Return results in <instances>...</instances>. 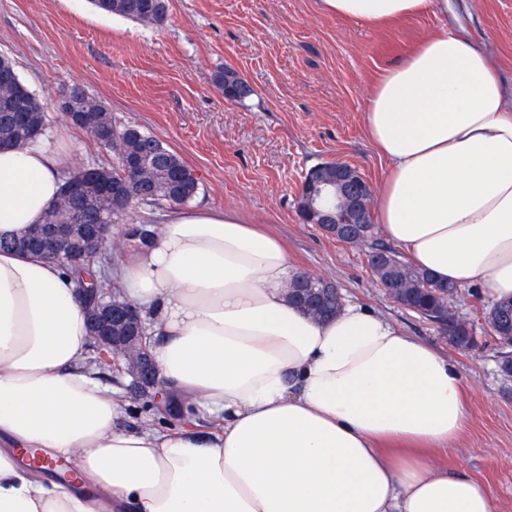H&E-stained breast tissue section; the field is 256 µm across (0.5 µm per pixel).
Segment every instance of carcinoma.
I'll use <instances>...</instances> for the list:
<instances>
[{"mask_svg": "<svg viewBox=\"0 0 512 512\" xmlns=\"http://www.w3.org/2000/svg\"><path fill=\"white\" fill-rule=\"evenodd\" d=\"M100 12L121 16L147 25H162L168 15V0H90ZM215 80L223 85L231 81L232 87L226 96L231 102H240L252 94V88L233 70L216 74ZM73 113L85 116L83 128L99 145L111 148L110 139H122V150L113 154L107 165L80 168L70 174L64 182L62 194L48 212L66 223L92 224L96 221L117 219L112 210V196L106 187L123 192L133 204L147 205L164 202L172 207L187 204L196 194L198 179L193 171L157 138L142 132L134 125L118 128L112 124V115L105 104L86 90L73 83ZM69 112V113H71ZM64 113V117H69ZM47 122L46 107L19 80L14 62L0 56V141L8 146H20L42 134ZM142 159L152 170L144 177L127 165L130 159ZM301 195L314 196L317 206L336 208L335 189L330 186H315L304 183ZM360 243L370 246L369 259L375 266L388 267L394 272L393 281L406 286L405 301L412 310L435 323L447 314V306L439 298L436 289L444 286L433 280L430 274L405 260L393 248L375 242V224L371 211H366L362 223L356 225ZM59 265L79 280L82 288H95L107 294L113 291L109 276L112 268V249L89 255L78 266L63 260ZM448 295L457 291V286L448 284ZM482 317L492 335L512 336V301H502L482 312Z\"/></svg>", "mask_w": 512, "mask_h": 512, "instance_id": "cac0c4a2", "label": "carcinoma"}]
</instances>
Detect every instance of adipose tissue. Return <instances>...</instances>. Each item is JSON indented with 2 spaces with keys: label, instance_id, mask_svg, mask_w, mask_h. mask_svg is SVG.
I'll use <instances>...</instances> for the list:
<instances>
[{
  "label": "adipose tissue",
  "instance_id": "1",
  "mask_svg": "<svg viewBox=\"0 0 512 512\" xmlns=\"http://www.w3.org/2000/svg\"><path fill=\"white\" fill-rule=\"evenodd\" d=\"M435 2L320 8L376 26ZM366 129L390 164L383 237L437 281L512 298V99L490 55L432 35L382 75ZM66 165L46 135L0 148L1 236L42 221ZM112 275L153 325L166 388L222 428L123 426L85 365L73 276L0 251V512H495L489 488L418 451L462 431L454 367L369 307L320 322L290 303L288 252L259 225L179 210ZM390 440L417 450L386 453Z\"/></svg>",
  "mask_w": 512,
  "mask_h": 512
}]
</instances>
